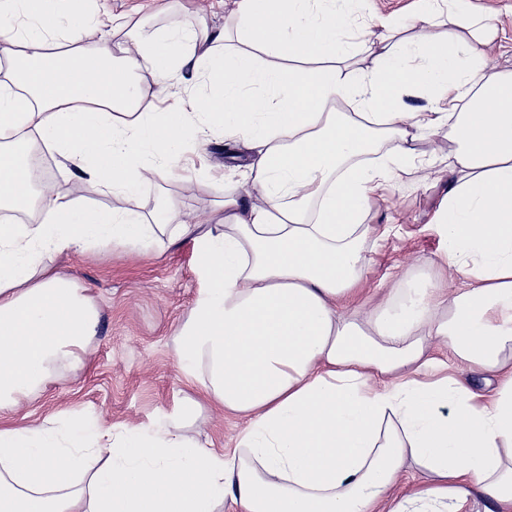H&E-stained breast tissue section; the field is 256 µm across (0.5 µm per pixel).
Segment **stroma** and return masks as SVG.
<instances>
[{
  "mask_svg": "<svg viewBox=\"0 0 512 512\" xmlns=\"http://www.w3.org/2000/svg\"><path fill=\"white\" fill-rule=\"evenodd\" d=\"M465 6L501 21L491 63L512 72V0H465ZM85 7L131 25L184 26L204 20L219 28L229 22L235 0H86ZM249 157L241 143L212 136L201 152L182 160L173 178L134 198L105 192L94 182H76L70 168L58 161L53 180L60 195L77 189L84 202L106 209L148 214L171 201L189 223L205 230L217 220L225 178H236ZM204 179L211 182V191L200 190ZM442 186L435 166L421 181L401 175L378 201L366 220L368 262L349 306L371 309L388 288L417 277L447 282L445 243L434 222ZM56 263L92 299L100 322L88 342L87 359L62 367L28 404L33 418L54 427L60 413L70 412L89 422L152 428L179 417L192 389L179 365L178 335L205 286L193 236L173 243L163 236L142 247L104 243L59 256ZM240 426L239 419L206 407L190 420L200 441L218 446H232Z\"/></svg>",
  "mask_w": 512,
  "mask_h": 512,
  "instance_id": "obj_1",
  "label": "stroma"
}]
</instances>
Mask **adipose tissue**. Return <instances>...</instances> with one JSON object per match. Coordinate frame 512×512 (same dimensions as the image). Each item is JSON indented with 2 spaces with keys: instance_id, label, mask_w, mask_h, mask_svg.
<instances>
[{
  "instance_id": "obj_1",
  "label": "adipose tissue",
  "mask_w": 512,
  "mask_h": 512,
  "mask_svg": "<svg viewBox=\"0 0 512 512\" xmlns=\"http://www.w3.org/2000/svg\"><path fill=\"white\" fill-rule=\"evenodd\" d=\"M462 2L421 0V20L455 24L442 40L374 17L364 69L360 0H238L232 28L133 25L119 54L111 18L80 0H0V512H512V73L489 62L496 19ZM168 86L174 111L144 109ZM215 131L254 156L198 240L207 286L179 363L184 415L237 417L233 447L175 420L11 423L96 331L55 258L195 230L171 203L148 217L36 190L35 144L134 197ZM443 131L438 225L459 287L420 278L344 307L365 217L399 173L431 167L416 144ZM408 465L421 486L390 496Z\"/></svg>"
}]
</instances>
